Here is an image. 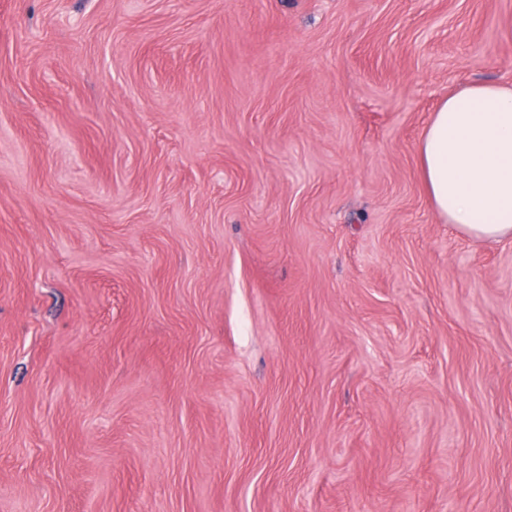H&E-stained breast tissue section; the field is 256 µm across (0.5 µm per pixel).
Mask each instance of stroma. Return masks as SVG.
Listing matches in <instances>:
<instances>
[{
  "label": "stroma",
  "mask_w": 512,
  "mask_h": 512,
  "mask_svg": "<svg viewBox=\"0 0 512 512\" xmlns=\"http://www.w3.org/2000/svg\"><path fill=\"white\" fill-rule=\"evenodd\" d=\"M477 81L512 0H0V512H512ZM417 154L445 223L473 240L512 239V84L472 83L448 95L431 112Z\"/></svg>",
  "instance_id": "obj_1"
}]
</instances>
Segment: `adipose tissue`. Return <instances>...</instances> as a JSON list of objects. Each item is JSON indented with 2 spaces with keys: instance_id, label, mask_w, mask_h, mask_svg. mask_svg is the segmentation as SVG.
<instances>
[{
  "instance_id": "ef3b65f1",
  "label": "adipose tissue",
  "mask_w": 512,
  "mask_h": 512,
  "mask_svg": "<svg viewBox=\"0 0 512 512\" xmlns=\"http://www.w3.org/2000/svg\"><path fill=\"white\" fill-rule=\"evenodd\" d=\"M417 154L445 223L473 240L512 239V84L450 94L431 112Z\"/></svg>"
}]
</instances>
